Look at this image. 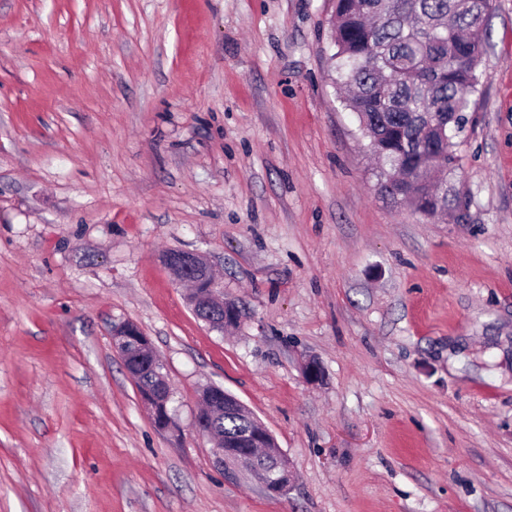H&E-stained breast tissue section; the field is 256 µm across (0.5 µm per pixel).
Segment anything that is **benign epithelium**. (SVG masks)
<instances>
[{"label": "benign epithelium", "mask_w": 512, "mask_h": 512, "mask_svg": "<svg viewBox=\"0 0 512 512\" xmlns=\"http://www.w3.org/2000/svg\"><path fill=\"white\" fill-rule=\"evenodd\" d=\"M163 262L175 279H191L196 283L197 292L192 299V309L198 310L222 328L238 321L239 312L235 302L224 298L223 289L212 281L208 273L209 262L203 255L174 250L163 255ZM112 340L123 362L129 363L127 372L134 381H139L140 376L149 371L155 373L157 382L139 390L140 399L157 428H170V384L166 375L160 372L161 364L154 355L150 339L136 324L128 322L114 327ZM200 399L203 405L195 417V428L206 437L214 435L209 422L216 416L226 410H243V404L219 386L204 388ZM253 448L267 449L270 455L276 458L274 469L267 470L259 466L251 452ZM213 453L218 467L233 465L235 474L253 477L267 494L283 496L288 492L292 477L291 464L267 429L258 427L235 438H225L222 445L213 448Z\"/></svg>", "instance_id": "obj_1"}]
</instances>
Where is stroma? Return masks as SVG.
Here are the masks:
<instances>
[{
  "label": "stroma",
  "instance_id": "1",
  "mask_svg": "<svg viewBox=\"0 0 512 512\" xmlns=\"http://www.w3.org/2000/svg\"><path fill=\"white\" fill-rule=\"evenodd\" d=\"M333 13L0 0V512H512V0L434 222L381 190ZM171 249L237 328L195 317ZM127 321L169 430L112 345ZM209 385L272 433L286 495L216 466ZM173 277L178 281L192 279L197 292L192 299V310L197 309L205 321L213 320L221 327L234 325L239 319L238 308L234 301L224 298V291L209 276L208 260L196 252L174 250L162 258ZM112 335L113 345L124 363L129 361L130 356H135L129 368L125 367L135 383H140L141 375L149 371L155 373L157 382L151 386L142 387L141 390L138 388L140 399L158 429L170 428L172 425L168 408L171 396L170 384L166 375L159 370L162 365L154 355L150 339L136 324L129 322L114 327ZM131 348L134 351H130Z\"/></svg>",
  "mask_w": 512,
  "mask_h": 512
}]
</instances>
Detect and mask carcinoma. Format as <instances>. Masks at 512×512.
<instances>
[{
    "label": "carcinoma",
    "mask_w": 512,
    "mask_h": 512,
    "mask_svg": "<svg viewBox=\"0 0 512 512\" xmlns=\"http://www.w3.org/2000/svg\"><path fill=\"white\" fill-rule=\"evenodd\" d=\"M492 0H335L336 72L350 93L372 152L383 165L385 191L419 205L436 199L448 212V182L458 142L480 92ZM257 423L247 410L226 414L224 436Z\"/></svg>",
    "instance_id": "1"
}]
</instances>
